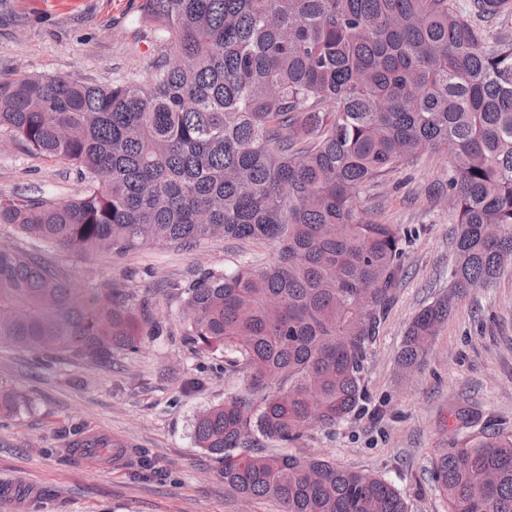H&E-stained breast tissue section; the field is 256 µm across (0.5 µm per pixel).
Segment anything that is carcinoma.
<instances>
[{
  "mask_svg": "<svg viewBox=\"0 0 512 512\" xmlns=\"http://www.w3.org/2000/svg\"><path fill=\"white\" fill-rule=\"evenodd\" d=\"M512 0H142L173 61L110 85L0 75V130L86 181L66 203L0 197V224L81 254L266 241L277 259L208 269L183 289V343L224 355L238 391L193 423L224 484L281 512H408L387 480L284 448L365 397L370 350L404 276L409 233L357 205L373 179L448 157L458 211L451 293L399 353L419 368L455 299L512 255V38L478 21ZM164 327L134 291H83L30 251L0 247V346L51 361L139 352ZM435 458L447 512H512V436L463 413ZM272 444L275 450L266 451ZM493 472L482 498L474 484Z\"/></svg>",
  "mask_w": 512,
  "mask_h": 512,
  "instance_id": "cac0c4a2",
  "label": "carcinoma"
}]
</instances>
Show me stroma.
Instances as JSON below:
<instances>
[{"label": "stroma", "instance_id": "35a3bbf8", "mask_svg": "<svg viewBox=\"0 0 512 512\" xmlns=\"http://www.w3.org/2000/svg\"><path fill=\"white\" fill-rule=\"evenodd\" d=\"M142 0H10L18 24L0 25V73L70 76L109 84L148 79L161 57L158 34L140 18ZM448 180L442 155H423L362 191L369 217L411 230L405 276L380 328L365 369L361 409L335 429L312 430L290 452L324 457L393 484L409 512H445L431 479L435 457L464 410L512 434V275L456 300L423 365L403 372L397 356L409 323L447 295L457 213L434 186ZM83 189L69 166L25 154L0 131V196H44L63 203ZM73 287L128 285L148 300L165 328L139 352H115L111 362L48 364L0 347V388L19 401L0 417V512H280L267 498H247L225 486L220 463L198 448L193 422L206 407L238 390L220 371L222 354L196 357L179 335L182 298L205 269L276 256L267 242L215 236L190 250L175 247L123 257L81 255L44 246ZM98 436L123 448L115 459L79 454L78 437ZM148 450L159 477L140 473Z\"/></svg>", "mask_w": 512, "mask_h": 512}]
</instances>
